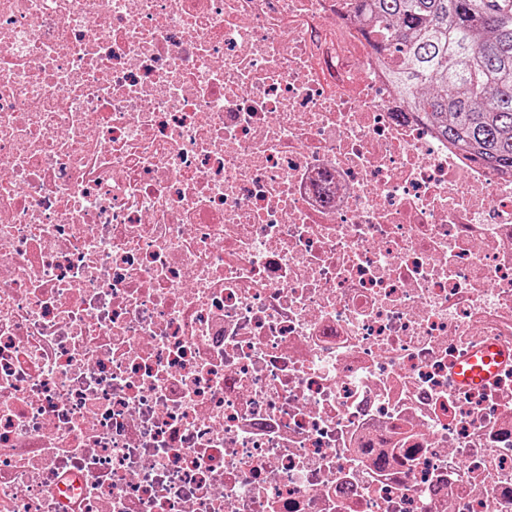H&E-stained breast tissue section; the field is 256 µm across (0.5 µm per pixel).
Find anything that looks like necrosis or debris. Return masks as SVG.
<instances>
[{"label": "necrosis or debris", "mask_w": 512, "mask_h": 512, "mask_svg": "<svg viewBox=\"0 0 512 512\" xmlns=\"http://www.w3.org/2000/svg\"><path fill=\"white\" fill-rule=\"evenodd\" d=\"M512 176L349 0H0V512H512ZM497 353L493 348H484L475 352L466 362L457 368V380L465 384L484 382L493 370Z\"/></svg>", "instance_id": "obj_1"}]
</instances>
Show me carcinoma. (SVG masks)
<instances>
[{
	"mask_svg": "<svg viewBox=\"0 0 512 512\" xmlns=\"http://www.w3.org/2000/svg\"><path fill=\"white\" fill-rule=\"evenodd\" d=\"M378 61L417 117L512 172V0H354Z\"/></svg>",
	"mask_w": 512,
	"mask_h": 512,
	"instance_id": "carcinoma-1",
	"label": "carcinoma"
}]
</instances>
